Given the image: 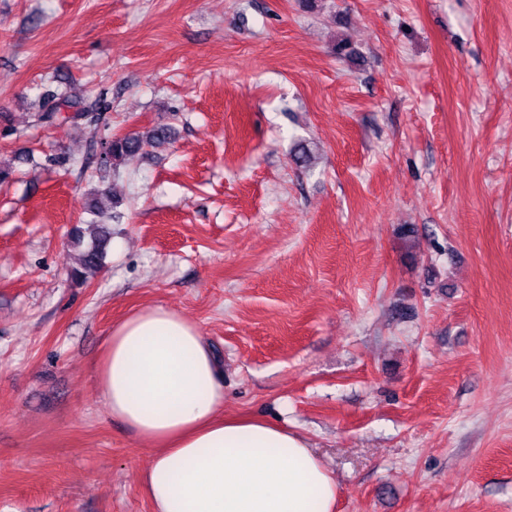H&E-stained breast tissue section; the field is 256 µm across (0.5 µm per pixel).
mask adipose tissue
I'll return each instance as SVG.
<instances>
[{
  "mask_svg": "<svg viewBox=\"0 0 512 512\" xmlns=\"http://www.w3.org/2000/svg\"><path fill=\"white\" fill-rule=\"evenodd\" d=\"M96 373L113 419L155 450L153 512H335L336 483L304 438L225 416L218 362L182 314L153 307L116 323Z\"/></svg>",
  "mask_w": 512,
  "mask_h": 512,
  "instance_id": "obj_1",
  "label": "adipose tissue"
}]
</instances>
